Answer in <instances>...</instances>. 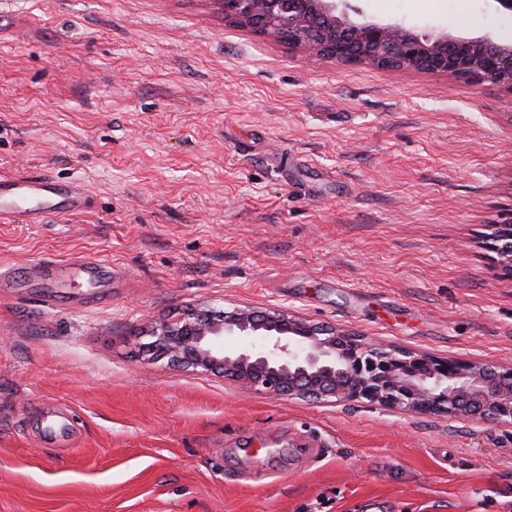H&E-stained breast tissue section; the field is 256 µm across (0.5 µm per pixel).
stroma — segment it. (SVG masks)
<instances>
[{
  "instance_id": "1",
  "label": "stroma",
  "mask_w": 512,
  "mask_h": 512,
  "mask_svg": "<svg viewBox=\"0 0 512 512\" xmlns=\"http://www.w3.org/2000/svg\"><path fill=\"white\" fill-rule=\"evenodd\" d=\"M512 37L483 0H358ZM0 175L87 212L0 224V512H512V427L240 387L153 326L249 307L512 366V89L341 65L221 0H0ZM111 276L49 290L45 258ZM56 294L55 308L44 296Z\"/></svg>"
}]
</instances>
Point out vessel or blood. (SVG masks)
<instances>
[{"label": "vessel or blood", "instance_id": "vessel-or-blood-1", "mask_svg": "<svg viewBox=\"0 0 512 512\" xmlns=\"http://www.w3.org/2000/svg\"><path fill=\"white\" fill-rule=\"evenodd\" d=\"M88 208V191L78 182H63L46 174L0 176V223L41 224L48 217L71 216ZM62 260L44 259L38 274L45 280H64L72 273Z\"/></svg>", "mask_w": 512, "mask_h": 512}]
</instances>
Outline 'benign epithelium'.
<instances>
[{"label": "benign epithelium", "instance_id": "obj_1", "mask_svg": "<svg viewBox=\"0 0 512 512\" xmlns=\"http://www.w3.org/2000/svg\"><path fill=\"white\" fill-rule=\"evenodd\" d=\"M353 0H223L224 17L315 51L338 63L421 71L512 88V41L456 27L420 32L402 21L372 19ZM512 269V225L496 239ZM151 345L179 366L210 372L255 391L367 400L402 412L448 414L512 426V367L442 361L283 312L242 308L214 317L192 312L154 328Z\"/></svg>", "mask_w": 512, "mask_h": 512}]
</instances>
